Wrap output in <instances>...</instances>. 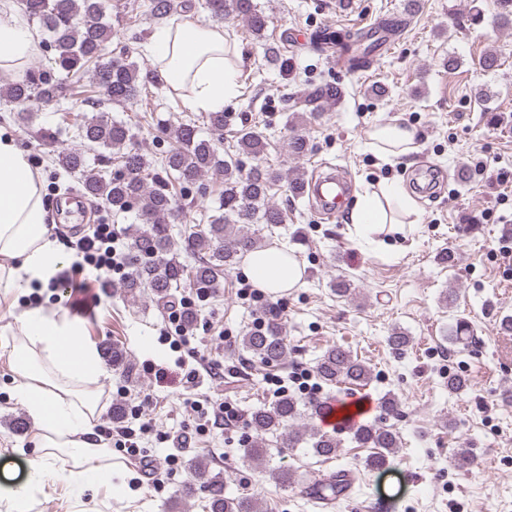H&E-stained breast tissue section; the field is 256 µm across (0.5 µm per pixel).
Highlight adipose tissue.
<instances>
[{
    "instance_id": "ef3b65f1",
    "label": "adipose tissue",
    "mask_w": 512,
    "mask_h": 512,
    "mask_svg": "<svg viewBox=\"0 0 512 512\" xmlns=\"http://www.w3.org/2000/svg\"><path fill=\"white\" fill-rule=\"evenodd\" d=\"M224 30L187 21L161 26L143 51L159 63L158 80L165 89L189 86L181 100L188 112H220L238 96V67L224 57ZM37 50V37L14 0H0V77L15 76ZM416 132L399 124L374 129L370 149L386 157L415 149ZM417 205L399 184L361 192L350 213L352 232L369 237L389 223L393 211L415 213ZM42 184L26 151L0 131V303L44 289L65 261L47 224ZM282 250L267 247L244 259V271L261 288L295 287L302 278L296 262L281 264ZM21 336L10 358L20 381L14 398L37 428L39 453L30 461L25 484L0 485V498L22 500L29 488L56 478V453L70 454L75 464L65 477L69 493L83 497L95 485L112 480L107 449L94 440L93 426L105 409L106 370L99 350L83 338L80 323L43 306L21 310Z\"/></svg>"
}]
</instances>
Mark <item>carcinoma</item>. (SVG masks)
I'll return each mask as SVG.
<instances>
[{
  "label": "carcinoma",
  "mask_w": 512,
  "mask_h": 512,
  "mask_svg": "<svg viewBox=\"0 0 512 512\" xmlns=\"http://www.w3.org/2000/svg\"><path fill=\"white\" fill-rule=\"evenodd\" d=\"M25 15L48 33L39 45L48 54L49 66H29L19 76L0 86V100L16 109L24 125L31 124L40 107L65 95L68 85L90 76L104 97L93 103V114L76 115L73 127L82 149L58 153V166L79 174L84 195L114 214L136 211L140 225L129 229L131 271L122 283L123 291L132 296L142 289L153 291L156 301L167 305L178 288L194 290L200 300L211 297L219 286L218 272L237 263L240 256L265 248L258 225L284 224L288 215L272 202L271 187L282 179L276 170L265 167L261 159L267 152L266 138L244 128L236 134L235 154L224 159L219 147L224 145V113H207L211 138L198 136L193 123H169L164 126L169 147L155 159L134 148V125L114 119L111 106H125L139 97L141 89L156 82V75L142 70L122 49L106 56L112 40V25L107 20L110 0H20ZM147 13L155 21L181 20L191 6L181 0H148ZM204 7L218 22L240 20L257 39L265 37L268 16L256 0H204ZM369 34H327L317 31L311 38L320 49L332 41L341 42L349 51L347 63L352 70L370 67L375 44L362 46ZM93 153L97 166L89 167L87 154ZM256 165L242 173L241 157ZM224 175V189L218 206L207 216V227L184 236L185 249L201 256L199 264L187 268L171 256L174 241L171 224L180 212L181 190L194 186L206 193L203 184L209 173ZM242 350L262 365H280L288 359V346L282 328L274 321L242 337ZM316 377L332 385L344 383L365 386L371 370L351 350L332 345L319 357ZM322 404L314 402L300 408L299 401L281 394L256 409L250 420L253 436L243 449L242 461L261 462L269 453V439L280 448L310 445L323 458L336 455L338 441L317 426L297 427L295 422L306 414L318 418ZM355 443L374 448L368 457L371 466L383 465L389 454L399 447V436L381 422L360 425L352 431ZM191 467L206 477L203 490L208 493L209 512H260L255 496L224 495V479L210 474L200 461Z\"/></svg>",
  "instance_id": "obj_1"
}]
</instances>
